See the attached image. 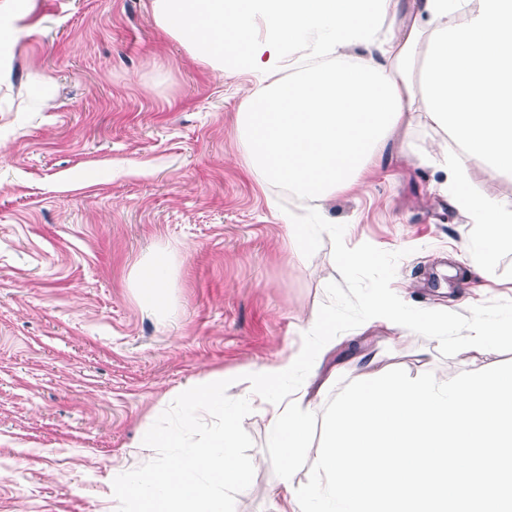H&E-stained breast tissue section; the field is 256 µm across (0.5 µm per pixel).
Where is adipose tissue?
I'll return each mask as SVG.
<instances>
[{
    "label": "adipose tissue",
    "instance_id": "obj_1",
    "mask_svg": "<svg viewBox=\"0 0 512 512\" xmlns=\"http://www.w3.org/2000/svg\"><path fill=\"white\" fill-rule=\"evenodd\" d=\"M154 15L214 68L267 77L237 124L259 179L327 201L379 164L386 142L421 110L457 145L421 153V162L447 172L442 190L484 226L486 251L512 243V212L466 188L471 156L491 174H512V0H154ZM352 45L365 49L359 61L295 68L299 53ZM170 272L163 250L135 268L141 307L161 303ZM369 321L404 331L433 330L440 319L413 316L381 292Z\"/></svg>",
    "mask_w": 512,
    "mask_h": 512
}]
</instances>
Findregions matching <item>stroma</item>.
<instances>
[{
	"label": "stroma",
	"mask_w": 512,
	"mask_h": 512,
	"mask_svg": "<svg viewBox=\"0 0 512 512\" xmlns=\"http://www.w3.org/2000/svg\"><path fill=\"white\" fill-rule=\"evenodd\" d=\"M0 65V512H116L113 480L152 460L143 435L189 383L271 364L302 343L340 280L330 238L291 252L282 206L236 133L257 86L226 75L155 21L152 0H27ZM443 172L391 141L358 186L324 204L345 243L403 251L407 304L466 313L512 300V248L483 260L481 229L440 191ZM468 187L512 211V176L468 163ZM172 257L161 305L143 309L132 271ZM353 339L389 368L446 381L512 361L441 357L436 340L362 324L305 380L316 389ZM243 427L255 468L235 512L285 502L266 453L269 415L248 382Z\"/></svg>",
	"instance_id": "1"
}]
</instances>
